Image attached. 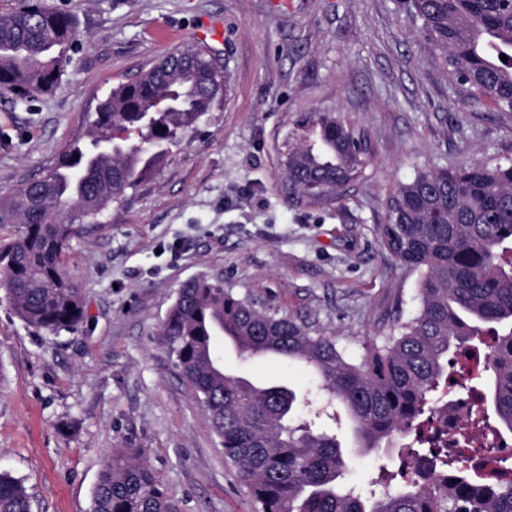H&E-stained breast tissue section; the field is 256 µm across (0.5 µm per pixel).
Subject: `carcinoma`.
<instances>
[{
    "instance_id": "1",
    "label": "carcinoma",
    "mask_w": 512,
    "mask_h": 512,
    "mask_svg": "<svg viewBox=\"0 0 512 512\" xmlns=\"http://www.w3.org/2000/svg\"><path fill=\"white\" fill-rule=\"evenodd\" d=\"M403 6L463 104L512 112V0ZM82 39L70 13L42 0L0 12V89L52 92ZM221 93L205 51H174L112 89L89 117L88 142L69 146L42 177L0 199V227L19 225L14 237L0 238V288L28 327L82 328L83 289L63 263L77 224L97 219L156 171ZM162 99L170 106H159ZM301 127L308 134L288 148L291 186L315 197L360 176L369 152L363 135L327 112L306 116ZM378 234L398 262L419 272L420 307L361 358H347L335 337L258 306L223 280L199 277L181 285L160 327L174 367L209 415L255 512H512L511 455L487 474L427 434L439 412L431 396L448 381V352L470 344L480 354L482 406L465 420L462 443L486 428L512 436V158L419 171L388 199ZM220 338L251 356L262 348L306 364L320 410L343 406L368 449L412 436L407 451L431 465V481L422 486L416 477L369 496L339 481L345 461L336 435L298 420L302 399L293 389L226 373ZM0 512H32L23 483L6 473ZM91 512L181 509L147 465L115 449Z\"/></svg>"
}]
</instances>
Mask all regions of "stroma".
<instances>
[{"label":"stroma","instance_id":"35a3bbf8","mask_svg":"<svg viewBox=\"0 0 512 512\" xmlns=\"http://www.w3.org/2000/svg\"><path fill=\"white\" fill-rule=\"evenodd\" d=\"M47 2L86 40L52 93L22 102L0 89V197L85 139L113 86L169 53L207 51L224 93L154 175L71 240L81 331L29 328L0 288V472L22 480L36 512H89L106 456L132 448L182 512H254L159 335L180 285L222 279L361 357L418 308V273L378 240L389 194L423 169L512 158V114L460 108L397 0H293L285 11L274 0ZM312 112L336 113L373 149L357 181L319 198L284 175L296 123ZM224 368L315 389L305 365L230 346ZM316 425L336 431L345 478L363 493L377 491L380 467L401 464L397 449L355 448L348 425Z\"/></svg>","mask_w":512,"mask_h":512}]
</instances>
